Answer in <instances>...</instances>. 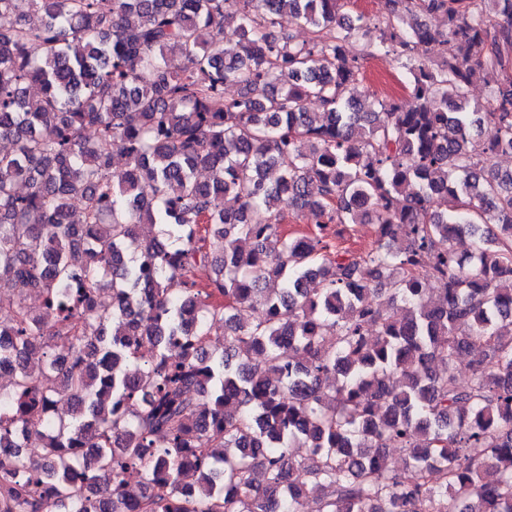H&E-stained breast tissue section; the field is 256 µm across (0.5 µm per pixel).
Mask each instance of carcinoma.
Listing matches in <instances>:
<instances>
[{
  "label": "carcinoma",
  "instance_id": "carcinoma-1",
  "mask_svg": "<svg viewBox=\"0 0 512 512\" xmlns=\"http://www.w3.org/2000/svg\"><path fill=\"white\" fill-rule=\"evenodd\" d=\"M344 6L0 0V512H512V171L487 166L512 153V0ZM353 39L411 104L360 90ZM283 206L319 233L285 236ZM365 221L372 251L332 242ZM363 64V90H368L370 93H374L373 88L371 85L366 81V77L374 71L376 68L380 66H386L388 70L390 71L391 75L393 76L394 80L398 82L402 88L404 84L406 83L405 74L400 71L399 69L395 68L394 63L391 61L390 57H385L384 55H375L372 56H365L363 60H361Z\"/></svg>",
  "mask_w": 512,
  "mask_h": 512
}]
</instances>
